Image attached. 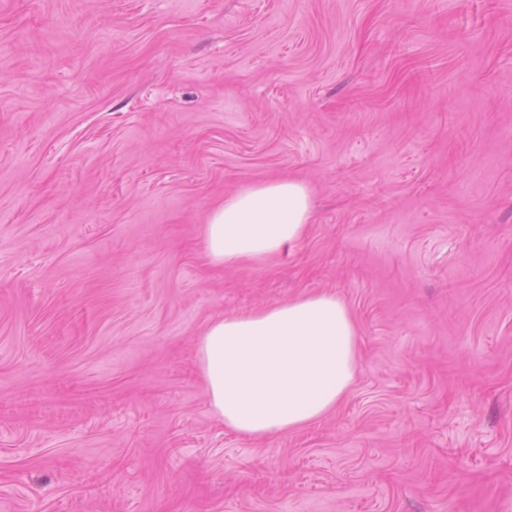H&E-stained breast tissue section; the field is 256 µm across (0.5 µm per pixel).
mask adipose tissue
<instances>
[{
  "label": "adipose tissue",
  "mask_w": 512,
  "mask_h": 512,
  "mask_svg": "<svg viewBox=\"0 0 512 512\" xmlns=\"http://www.w3.org/2000/svg\"><path fill=\"white\" fill-rule=\"evenodd\" d=\"M310 192L295 180L250 186L225 198L205 228L211 264H262L304 238ZM358 328L346 304L324 292L212 320L198 341L210 410L252 438L285 434L330 413L357 371Z\"/></svg>",
  "instance_id": "1"
}]
</instances>
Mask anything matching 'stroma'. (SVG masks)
<instances>
[{"instance_id": "35a3bbf8", "label": "stroma", "mask_w": 512, "mask_h": 512, "mask_svg": "<svg viewBox=\"0 0 512 512\" xmlns=\"http://www.w3.org/2000/svg\"><path fill=\"white\" fill-rule=\"evenodd\" d=\"M324 291L349 394L224 428L201 332ZM0 512H512V0H0ZM310 192L295 180L250 186L225 198L205 228L207 258L213 265L263 264L304 238Z\"/></svg>"}]
</instances>
